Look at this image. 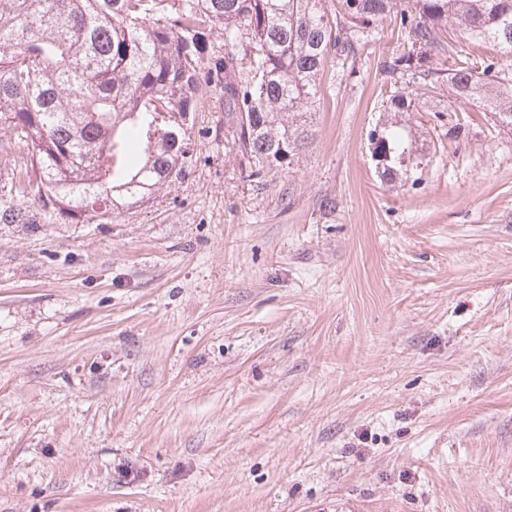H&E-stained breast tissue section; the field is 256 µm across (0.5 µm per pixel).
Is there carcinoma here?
<instances>
[{
  "label": "carcinoma",
  "instance_id": "1",
  "mask_svg": "<svg viewBox=\"0 0 512 512\" xmlns=\"http://www.w3.org/2000/svg\"><path fill=\"white\" fill-rule=\"evenodd\" d=\"M391 12L419 55L392 58L388 74L444 53L449 30L496 43L501 58L431 75L512 128V0H336L332 18L324 0H0V125L27 148L20 197L45 215L139 206L185 176L193 113L215 93L249 176L289 167L312 134L328 55L374 40ZM208 31L224 54L206 55ZM413 107L394 91L385 111ZM370 136L385 181L424 164L406 125ZM35 223L29 206L0 205V224Z\"/></svg>",
  "mask_w": 512,
  "mask_h": 512
}]
</instances>
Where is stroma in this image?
<instances>
[{
    "instance_id": "obj_1",
    "label": "stroma",
    "mask_w": 512,
    "mask_h": 512,
    "mask_svg": "<svg viewBox=\"0 0 512 512\" xmlns=\"http://www.w3.org/2000/svg\"><path fill=\"white\" fill-rule=\"evenodd\" d=\"M379 37L248 177L224 101L111 219L0 224V512H512V130ZM427 164L381 180L390 88ZM24 146L0 129V203Z\"/></svg>"
}]
</instances>
